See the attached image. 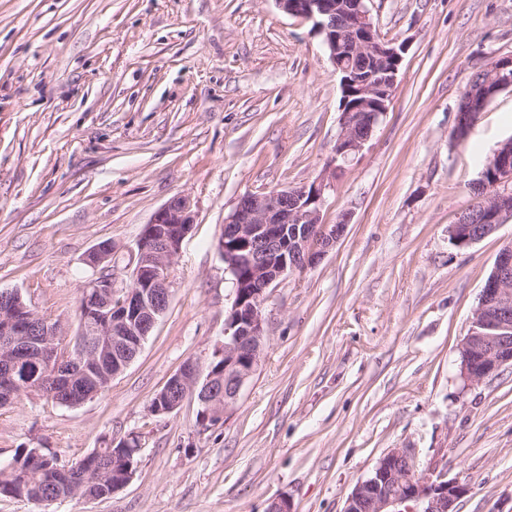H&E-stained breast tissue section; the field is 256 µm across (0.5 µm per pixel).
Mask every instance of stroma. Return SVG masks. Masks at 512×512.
Segmentation results:
<instances>
[{"label": "stroma", "instance_id": "35a3bbf8", "mask_svg": "<svg viewBox=\"0 0 512 512\" xmlns=\"http://www.w3.org/2000/svg\"><path fill=\"white\" fill-rule=\"evenodd\" d=\"M406 46L387 112L334 165L340 77L311 21L275 0H0V290L77 332L85 255L131 264L171 198L196 215L170 269L169 305L128 368L77 407L20 394L0 407V467L16 449L62 459L140 447L130 482L51 506L0 495V512H343L393 448L467 486L457 512H512V367L478 382L459 347L512 220L468 248L448 230L512 138V90L462 142L474 73L512 57V0H370ZM325 181L322 218L345 235L270 289L253 376L204 428L187 397L150 405L185 362L207 368L234 300L217 251L248 192Z\"/></svg>", "mask_w": 512, "mask_h": 512}]
</instances>
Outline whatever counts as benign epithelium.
I'll list each match as a JSON object with an SVG mask.
<instances>
[{
	"label": "benign epithelium",
	"mask_w": 512,
	"mask_h": 512,
	"mask_svg": "<svg viewBox=\"0 0 512 512\" xmlns=\"http://www.w3.org/2000/svg\"><path fill=\"white\" fill-rule=\"evenodd\" d=\"M285 13L313 21L324 37L329 58L340 75L342 132L333 160L346 162L359 153L387 112L400 72L404 44L385 38L373 22L366 0H276ZM512 89V59L496 60L476 72L461 94L453 132L462 141L477 116L499 91ZM490 178L472 186L474 202L451 225L452 239L470 246L492 235L512 218V138L487 160ZM324 185L293 186L242 195L224 218L217 250L233 277L234 301L224 321V371L208 366L201 374L190 361L166 383L151 405L157 415L177 410L197 396L199 422L215 425L237 401L253 374L265 336L263 305L267 291L288 275L317 265L344 235L347 219L322 220ZM195 224L191 203L176 196L155 212L136 242L128 281L117 275L95 276L84 284L77 337L65 344L59 324L33 312L17 291L0 290V401L22 390L35 392L29 371L52 374L60 392L74 390L73 365H87L101 379L121 373L134 359L169 297V269ZM112 255L100 243L85 256L96 267ZM463 376L479 381L512 365V242L505 245L486 279L481 301L459 348ZM139 448L124 442L112 450V490L125 487L134 472ZM468 488L448 479L444 470L420 469L410 448L388 451L371 475L348 496L343 512H457Z\"/></svg>",
	"instance_id": "7a95c632"
}]
</instances>
